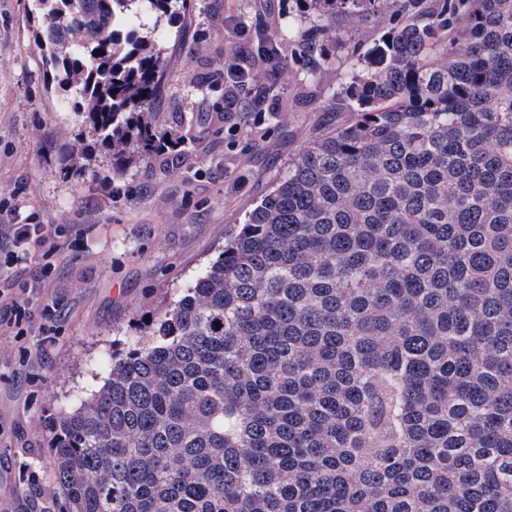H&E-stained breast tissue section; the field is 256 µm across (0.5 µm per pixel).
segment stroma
I'll return each mask as SVG.
<instances>
[{"instance_id":"stroma-1","label":"stroma","mask_w":512,"mask_h":512,"mask_svg":"<svg viewBox=\"0 0 512 512\" xmlns=\"http://www.w3.org/2000/svg\"><path fill=\"white\" fill-rule=\"evenodd\" d=\"M398 0H377L355 18L322 14L309 0H190L178 59L156 108L178 160L163 155L112 172L99 154L68 172L56 143L96 139L52 93V74L35 46L32 0H0V202L8 224L82 225L42 275L37 261L17 274L37 285L23 335L0 331V512H64L47 451L48 429L76 395L98 389L112 353L143 335L149 317L211 260L246 215L311 143L351 115L336 109L352 49H367L400 22ZM245 22L247 37L233 34ZM331 23L342 46L310 76L307 56L283 45V65L264 85H245L239 102L250 125L224 116L219 61L255 59L265 35Z\"/></svg>"}]
</instances>
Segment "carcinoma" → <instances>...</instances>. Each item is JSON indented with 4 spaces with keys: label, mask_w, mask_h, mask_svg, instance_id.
Wrapping results in <instances>:
<instances>
[{
    "label": "carcinoma",
    "mask_w": 512,
    "mask_h": 512,
    "mask_svg": "<svg viewBox=\"0 0 512 512\" xmlns=\"http://www.w3.org/2000/svg\"><path fill=\"white\" fill-rule=\"evenodd\" d=\"M406 2L336 96L355 116L57 412L70 512H512V0ZM186 10L37 0L33 41L114 171L165 136L160 22ZM277 36L313 73L339 41Z\"/></svg>",
    "instance_id": "cac0c4a2"
}]
</instances>
